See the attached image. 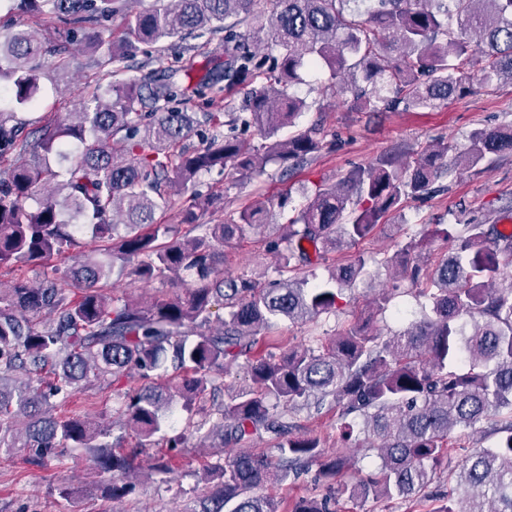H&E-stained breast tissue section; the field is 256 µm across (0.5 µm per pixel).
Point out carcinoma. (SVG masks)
<instances>
[{"instance_id":"1","label":"carcinoma","mask_w":512,"mask_h":512,"mask_svg":"<svg viewBox=\"0 0 512 512\" xmlns=\"http://www.w3.org/2000/svg\"><path fill=\"white\" fill-rule=\"evenodd\" d=\"M19 15H52L80 37V50L112 44V83L95 85L76 111L30 131L0 108V448H21L22 468L40 471L62 448H82L105 496L120 505L134 491L128 481L149 448L151 472L171 475L190 438L196 446L229 448L208 465L200 507L181 512H331L336 497L432 501L429 512H512V232L496 224L464 225L453 252L430 275L431 315L385 338L355 325L328 343L291 347L277 322H315L335 312L343 292L366 273L359 256L327 266L314 284L301 270L328 262V254L371 234L410 199L436 192L448 144L428 145L414 163L386 157L358 167L313 197L265 242L277 277L224 276V245L257 232L271 214L248 200L224 217V194L193 195L179 221L158 213L176 205L199 177L227 167L254 176L269 162L285 183L314 161L325 145L321 124L286 140L285 126L309 108L287 89L305 66H325L341 91L364 112L431 108L471 92L464 61L479 54L489 84L512 80V0H168L128 17L126 36L112 40V15L123 0H8ZM264 32L266 38L256 36ZM224 34V67L201 79V89L229 92L266 76L269 86L250 92L236 112H204L197 119L173 103L184 96L178 72L126 78L122 69L137 47L167 50L176 40ZM26 28L0 38V64L13 84L0 87V104L36 106L40 73L33 61L70 53ZM205 127V147L184 141ZM254 130L259 146L236 134ZM512 153V125L473 132L457 151L475 168ZM208 214L213 223L199 222ZM107 242L102 256L83 240ZM421 244L408 241L387 259L400 279L425 276L416 259ZM57 257L65 276L45 275L37 285L26 268ZM134 281L171 280L177 292L146 303L111 296L113 275ZM249 384L221 403L190 435L154 440L174 405L191 413L198 397L217 390L233 367ZM137 375L151 385L135 389ZM97 381L117 392L113 414L135 441L112 438L110 425L56 413L72 390ZM334 410L344 428L362 422L375 439L378 474L346 482L351 456L328 452L318 435L296 432L293 414ZM496 420L488 447H456L464 454L448 470L451 435ZM265 432L276 441V460L243 447ZM314 474L320 497L260 494ZM447 474L448 491L427 488Z\"/></svg>"}]
</instances>
